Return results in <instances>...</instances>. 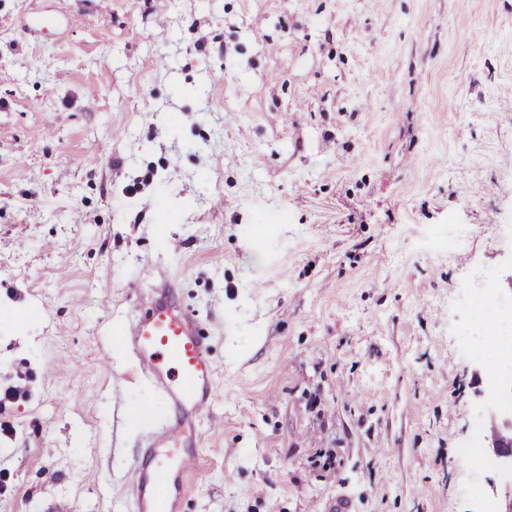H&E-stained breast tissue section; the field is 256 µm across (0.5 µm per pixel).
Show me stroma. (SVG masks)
<instances>
[{
    "mask_svg": "<svg viewBox=\"0 0 512 512\" xmlns=\"http://www.w3.org/2000/svg\"><path fill=\"white\" fill-rule=\"evenodd\" d=\"M511 92L512 0H0V512H133L166 277L217 370L183 512H496ZM471 305L478 311L481 320L489 324L495 335L488 336L487 328L483 325L479 331L468 328L464 336H468L474 350L479 355L487 353L490 341L493 340L500 364L492 375L499 377L510 374L512 378V309L489 306L484 298H476ZM507 354L511 355L510 360L504 358Z\"/></svg>",
    "mask_w": 512,
    "mask_h": 512,
    "instance_id": "1",
    "label": "stroma"
}]
</instances>
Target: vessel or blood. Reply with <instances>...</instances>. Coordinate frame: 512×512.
<instances>
[{"label":"vessel or blood","mask_w":512,"mask_h":512,"mask_svg":"<svg viewBox=\"0 0 512 512\" xmlns=\"http://www.w3.org/2000/svg\"><path fill=\"white\" fill-rule=\"evenodd\" d=\"M172 282L157 288L138 320L124 330L136 357L170 416L149 438L148 456L136 469V512H181L190 465L200 456L198 422L213 404L216 368L197 332V320L171 306Z\"/></svg>","instance_id":"vessel-or-blood-1"}]
</instances>
